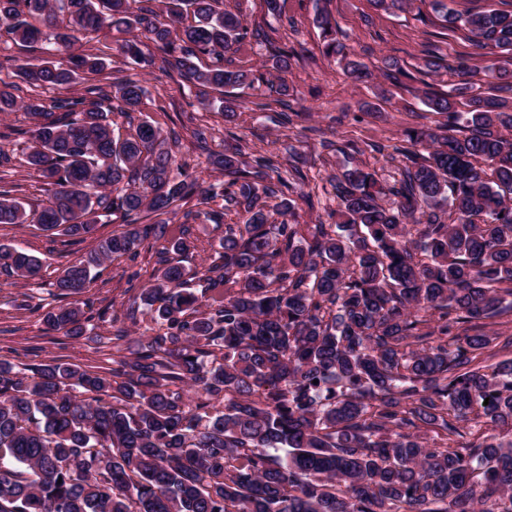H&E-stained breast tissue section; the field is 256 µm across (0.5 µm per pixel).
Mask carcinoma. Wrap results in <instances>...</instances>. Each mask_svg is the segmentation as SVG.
Instances as JSON below:
<instances>
[{"instance_id": "carcinoma-1", "label": "carcinoma", "mask_w": 512, "mask_h": 512, "mask_svg": "<svg viewBox=\"0 0 512 512\" xmlns=\"http://www.w3.org/2000/svg\"><path fill=\"white\" fill-rule=\"evenodd\" d=\"M155 2L0 0V33L48 55L14 60L15 76L35 90L100 75L104 54L72 50L113 29L129 35L134 64L178 76L204 106L217 93L231 118L232 90L265 80L233 54L259 40L276 70L294 56L219 0ZM428 2L437 36L461 26L476 49L512 60V11ZM317 22L324 54L344 53L329 11ZM423 55L461 77L424 91L444 121L404 132L426 154L402 152L393 181L360 164L335 177L332 224L272 220L270 200L282 216L294 201L268 157L211 158L218 193L172 176L168 138L136 116L144 90L132 80L26 103L31 127L0 133L15 142L0 168L22 155L45 204L28 210L1 186L0 224L73 245L122 217L51 283L57 295L83 293L108 262H135L149 237L167 246L121 314L66 304L47 315L73 338L112 322V368L0 360V512H512V440L466 442L460 429L512 433V359H481L497 340L486 320L512 313V68L487 66L486 95L439 41ZM18 90L0 78L1 113ZM116 114L133 132L115 131ZM194 197L223 201L206 213L223 235L202 270L169 258L195 248L196 214L177 236L167 219ZM41 269L0 245V275L35 284ZM144 316L158 327L129 341L126 324Z\"/></svg>"}]
</instances>
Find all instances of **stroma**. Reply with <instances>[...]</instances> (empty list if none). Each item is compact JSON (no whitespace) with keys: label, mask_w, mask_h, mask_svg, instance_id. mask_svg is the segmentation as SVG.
<instances>
[{"label":"stroma","mask_w":512,"mask_h":512,"mask_svg":"<svg viewBox=\"0 0 512 512\" xmlns=\"http://www.w3.org/2000/svg\"><path fill=\"white\" fill-rule=\"evenodd\" d=\"M226 7L240 11L249 24L259 25L274 38L294 48L298 60L285 72H273L270 81L240 89L243 101L234 122L214 107L201 105L185 82L170 79L155 69L130 65L120 50L122 34H100L101 43L110 47L109 65L102 75L110 83L122 78L138 81L144 87L142 115L162 130H180L186 116L202 119L212 130L208 154H201L189 134L182 133L178 161L188 163L204 184H219L224 176L210 165L209 155L239 146L245 161L261 155H276L279 172L290 178L287 147L300 154L301 169L308 181L302 190H286L296 202L294 221L316 224L327 221L334 208L333 179L348 162L363 163L375 169L379 178L395 171L387 157L371 151L374 143L401 145L408 128L436 126L439 117L422 102L417 89L395 86L384 80L381 66L392 58L408 70L422 68L421 44L425 39V17L432 11L426 0H414L407 12L381 11L370 0H282L279 16L267 15L263 0H224ZM328 6L341 41L371 72L370 77H349L337 60L322 53L321 31L316 17L320 6ZM287 83L288 103L297 116L282 124L279 113L260 111L256 101L272 97V84ZM312 194V203L298 201V192ZM112 225L99 227L95 236L74 246L28 227L0 224V244L24 249L42 262L44 287L30 288L20 283L0 286V358L23 366L51 357L86 368L112 364V347L88 338L71 339L49 331L44 317L60 300L50 288L68 262L96 249ZM157 243L140 245L138 265L129 268L124 260L108 264L81 301L95 308L121 304L129 297V285L143 287L156 267ZM139 278H132V271Z\"/></svg>","instance_id":"1"}]
</instances>
